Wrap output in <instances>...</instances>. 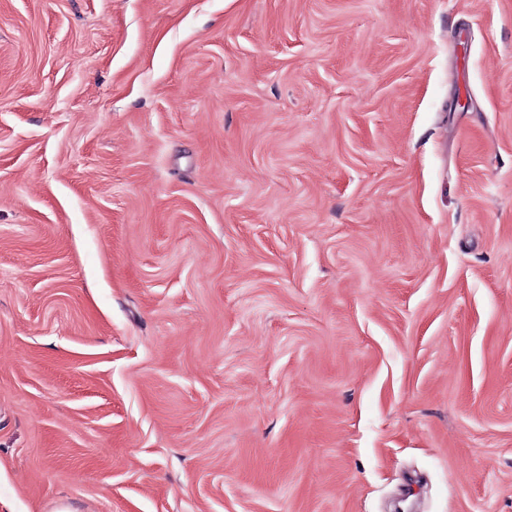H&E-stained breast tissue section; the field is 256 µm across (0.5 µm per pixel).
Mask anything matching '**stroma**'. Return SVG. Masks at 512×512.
<instances>
[{
    "label": "stroma",
    "instance_id": "1",
    "mask_svg": "<svg viewBox=\"0 0 512 512\" xmlns=\"http://www.w3.org/2000/svg\"><path fill=\"white\" fill-rule=\"evenodd\" d=\"M512 512V0H0V512Z\"/></svg>",
    "mask_w": 512,
    "mask_h": 512
}]
</instances>
